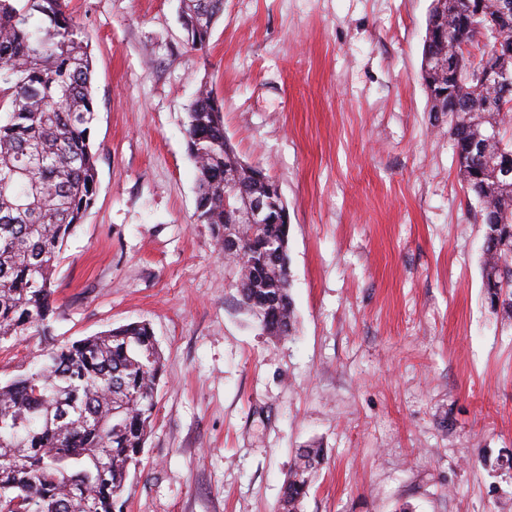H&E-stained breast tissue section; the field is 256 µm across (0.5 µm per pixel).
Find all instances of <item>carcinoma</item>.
I'll use <instances>...</instances> for the list:
<instances>
[{
	"label": "carcinoma",
	"mask_w": 512,
	"mask_h": 512,
	"mask_svg": "<svg viewBox=\"0 0 512 512\" xmlns=\"http://www.w3.org/2000/svg\"><path fill=\"white\" fill-rule=\"evenodd\" d=\"M0 0V345L17 336H53L54 275L63 247L97 194L90 133L96 111L92 58L66 0ZM447 0L440 52L475 43L474 22L493 19L498 0ZM224 0H181L187 46L207 52ZM465 111L448 123L467 189L485 227L483 279L491 308L512 320V139L494 110V88L466 79L454 90ZM187 149L195 162L196 217L219 247L236 237L240 305L273 337L295 330L288 224H239L224 209V166L237 164L224 143V104L202 87L188 112ZM242 191L262 195L270 175L240 170ZM162 352L145 322L54 344L38 366L0 384V512L21 500L28 512H123L131 471L155 419ZM324 448L296 452L278 512H303Z\"/></svg>",
	"instance_id": "1"
}]
</instances>
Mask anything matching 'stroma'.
<instances>
[{"mask_svg":"<svg viewBox=\"0 0 512 512\" xmlns=\"http://www.w3.org/2000/svg\"><path fill=\"white\" fill-rule=\"evenodd\" d=\"M432 0H224L207 56L180 0H68L93 59L94 206L55 274L53 340L0 347V383L52 342L149 323L164 354L124 512H276L298 448L304 512H512V324L484 228L421 79ZM224 104L238 156L290 216L295 335L241 309L196 223L187 112ZM323 462L324 448L320 443L298 448L293 468L282 485L278 512H303V503Z\"/></svg>","mask_w":512,"mask_h":512,"instance_id":"35a3bbf8","label":"stroma"}]
</instances>
